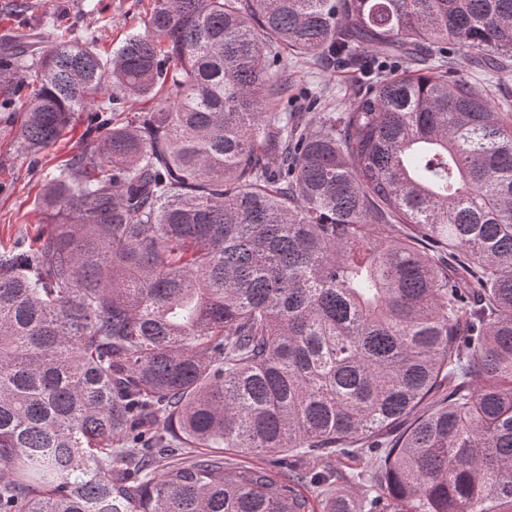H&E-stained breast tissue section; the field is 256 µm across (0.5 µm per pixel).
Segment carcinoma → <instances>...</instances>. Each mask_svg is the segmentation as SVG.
<instances>
[{"mask_svg":"<svg viewBox=\"0 0 512 512\" xmlns=\"http://www.w3.org/2000/svg\"><path fill=\"white\" fill-rule=\"evenodd\" d=\"M144 24L106 66L90 28L0 46L26 153L95 108L50 230L0 250V512H512V113L450 60L511 61L512 0ZM288 54L364 86L277 112ZM359 453L355 500L326 461Z\"/></svg>","mask_w":512,"mask_h":512,"instance_id":"carcinoma-1","label":"carcinoma"}]
</instances>
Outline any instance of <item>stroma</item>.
<instances>
[{"label": "stroma", "mask_w": 512, "mask_h": 512, "mask_svg": "<svg viewBox=\"0 0 512 512\" xmlns=\"http://www.w3.org/2000/svg\"><path fill=\"white\" fill-rule=\"evenodd\" d=\"M7 2L0 0L1 40L14 35L26 22L37 23L45 17L76 35L92 23L82 11L83 0H30L32 13L26 19L12 15ZM102 5L104 10L94 23L100 31L101 54L106 57L128 34L143 32L148 4L146 0H103ZM288 70L298 93L297 99L288 103L292 112L305 111L311 95L321 98L325 111H344L362 81L359 72L335 63L320 66L292 60ZM21 119V113L13 109H0V245L6 247L31 244L39 233L48 231L43 190L87 144L88 116L83 113L54 145L36 155L23 153L18 146Z\"/></svg>", "instance_id": "obj_1"}]
</instances>
